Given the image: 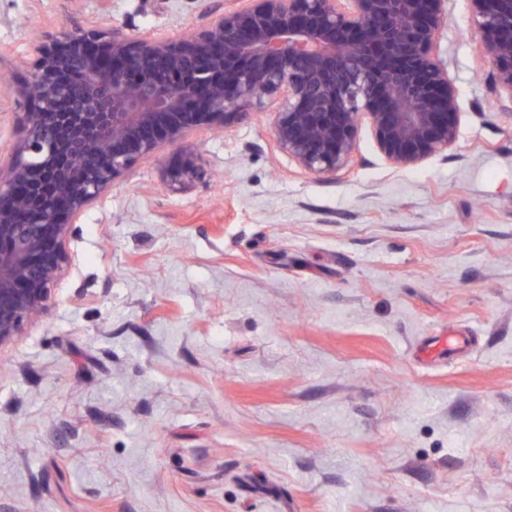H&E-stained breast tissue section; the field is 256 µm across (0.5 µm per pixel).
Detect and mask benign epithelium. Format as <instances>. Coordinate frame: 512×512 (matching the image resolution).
<instances>
[{
    "label": "benign epithelium",
    "mask_w": 512,
    "mask_h": 512,
    "mask_svg": "<svg viewBox=\"0 0 512 512\" xmlns=\"http://www.w3.org/2000/svg\"><path fill=\"white\" fill-rule=\"evenodd\" d=\"M447 0H247L172 39L65 28L32 42L14 93L23 132L0 163V348L47 309L73 224L171 146L175 188L204 178L187 138L276 105L278 147L309 174L352 157L367 123L401 168L457 139L459 102L434 45ZM493 90L512 104V0H477Z\"/></svg>",
    "instance_id": "obj_1"
}]
</instances>
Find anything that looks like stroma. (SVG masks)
<instances>
[{
    "mask_svg": "<svg viewBox=\"0 0 512 512\" xmlns=\"http://www.w3.org/2000/svg\"><path fill=\"white\" fill-rule=\"evenodd\" d=\"M242 5L0 0V156L34 33L177 38ZM477 12L448 0L436 40L447 153L393 166L365 125L311 175L269 107L190 136V189L166 149L84 213L46 315L0 349V512H512V112Z\"/></svg>",
    "mask_w": 512,
    "mask_h": 512,
    "instance_id": "35a3bbf8",
    "label": "stroma"
}]
</instances>
